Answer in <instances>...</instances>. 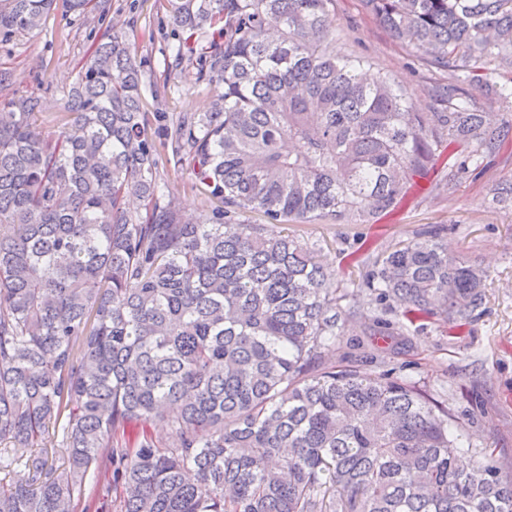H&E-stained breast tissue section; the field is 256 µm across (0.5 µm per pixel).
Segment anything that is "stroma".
Masks as SVG:
<instances>
[{
  "instance_id": "stroma-1",
  "label": "stroma",
  "mask_w": 512,
  "mask_h": 512,
  "mask_svg": "<svg viewBox=\"0 0 512 512\" xmlns=\"http://www.w3.org/2000/svg\"><path fill=\"white\" fill-rule=\"evenodd\" d=\"M116 29L142 63L149 111L166 115L165 124L147 128L148 137L162 146L156 176L167 199L184 214H198L203 189L190 171L175 167L163 141L166 125L209 107L213 88L197 80L195 61L220 42L216 28L175 26L165 0H107L105 11L83 16L54 10L27 38L0 44V64L13 72L12 85L0 91V104L16 95L41 97L48 114L43 129L58 135L51 114L62 107L94 44ZM176 46L183 54L179 62L172 52ZM335 46L337 55L362 58L368 74L389 77L423 112L431 109L434 87L448 81L447 72L427 67L394 41L365 13L360 0H336ZM448 173L443 162H436L428 177L411 188L398 213L373 224L288 221L282 228L315 245L341 296L340 310L354 306L361 311L347 319L343 336L329 353L331 360L353 362L368 375L386 370L418 383L448 404L465 441L494 449L498 466L506 469L512 467V206L492 204L491 191L512 180V146L492 158L481 174H459L451 195L438 189ZM430 230L447 237L456 257L486 270L481 306L460 331L435 318L417 324L395 316L387 335L375 334L370 316L386 304L366 287L367 274L385 250Z\"/></svg>"
}]
</instances>
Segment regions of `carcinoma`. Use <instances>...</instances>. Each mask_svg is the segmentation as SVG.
Returning a JSON list of instances; mask_svg holds the SVG:
<instances>
[{"label":"carcinoma","mask_w":512,"mask_h":512,"mask_svg":"<svg viewBox=\"0 0 512 512\" xmlns=\"http://www.w3.org/2000/svg\"><path fill=\"white\" fill-rule=\"evenodd\" d=\"M361 2L448 72V108L418 112L336 56L335 0H168L182 27L222 24L200 57L209 111L165 134L222 204L197 222L157 205L141 63L121 35L69 91L70 130H40L38 96L0 108V470H27L0 478V512H76L90 479L120 512H512V471L493 448L462 464L448 407L388 371L323 362L344 328L332 273L272 229L371 224L437 160L451 195L512 144V113L492 125L462 89L512 73V0ZM98 3L0 0V44ZM253 212L267 223L235 222ZM485 279L434 231L386 252L366 286L411 322L461 329ZM63 417L66 456L30 455Z\"/></svg>","instance_id":"carcinoma-1"}]
</instances>
